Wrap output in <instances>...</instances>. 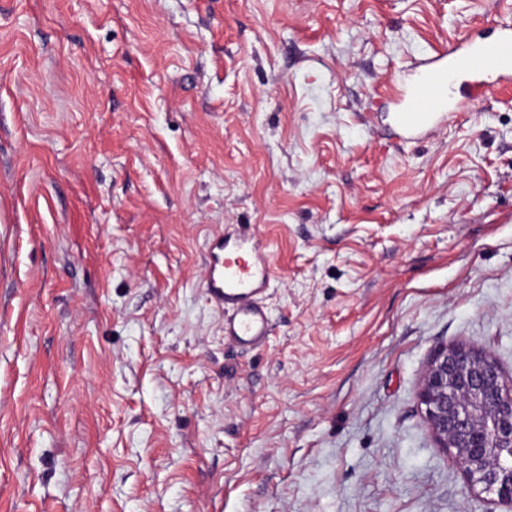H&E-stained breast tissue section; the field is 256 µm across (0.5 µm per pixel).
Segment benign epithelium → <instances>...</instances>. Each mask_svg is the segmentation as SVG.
I'll return each mask as SVG.
<instances>
[{
    "label": "benign epithelium",
    "instance_id": "obj_1",
    "mask_svg": "<svg viewBox=\"0 0 512 512\" xmlns=\"http://www.w3.org/2000/svg\"><path fill=\"white\" fill-rule=\"evenodd\" d=\"M419 401L438 447L490 495L486 512H512V377L496 356L467 342L439 347Z\"/></svg>",
    "mask_w": 512,
    "mask_h": 512
}]
</instances>
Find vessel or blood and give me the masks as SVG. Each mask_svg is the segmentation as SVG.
<instances>
[{
	"label": "vessel or blood",
	"mask_w": 512,
	"mask_h": 512,
	"mask_svg": "<svg viewBox=\"0 0 512 512\" xmlns=\"http://www.w3.org/2000/svg\"><path fill=\"white\" fill-rule=\"evenodd\" d=\"M512 80V20L502 22L492 40L468 38L427 60L403 93L394 114L396 126L407 135L428 130L457 111L458 83L477 92ZM205 294L224 312V336L239 346H262L271 331L264 296L275 278L257 228L240 225L232 234L213 236L205 255Z\"/></svg>",
	"instance_id": "obj_1"
}]
</instances>
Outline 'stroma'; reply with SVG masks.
I'll return each mask as SVG.
<instances>
[{"label": "stroma", "mask_w": 512, "mask_h": 512, "mask_svg": "<svg viewBox=\"0 0 512 512\" xmlns=\"http://www.w3.org/2000/svg\"><path fill=\"white\" fill-rule=\"evenodd\" d=\"M512 0H0V512H484L419 405L512 374V86L417 140ZM268 241L267 343L206 242ZM422 66L394 112L396 126L406 135L430 130L448 117L446 112H456L463 105L456 96L460 81L483 94L512 80V20L502 22L497 38H463ZM478 93L470 95L473 104L480 102ZM233 234L214 235L205 255V294L224 310V337L241 347L262 346L271 331L264 295L275 278L257 228L238 224Z\"/></svg>", "instance_id": "obj_1"}]
</instances>
